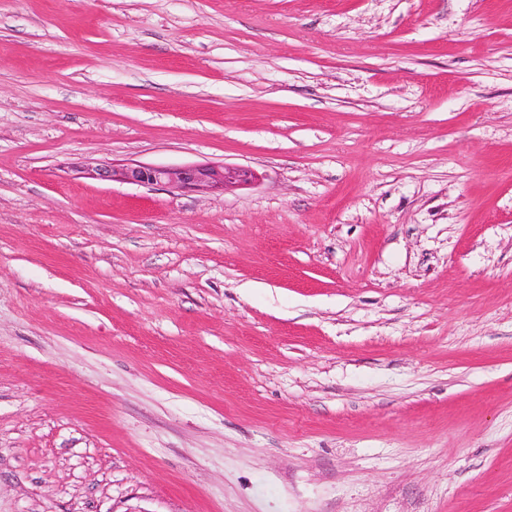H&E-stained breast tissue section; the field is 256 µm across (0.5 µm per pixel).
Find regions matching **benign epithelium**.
<instances>
[{
	"mask_svg": "<svg viewBox=\"0 0 512 512\" xmlns=\"http://www.w3.org/2000/svg\"><path fill=\"white\" fill-rule=\"evenodd\" d=\"M101 180L117 178L126 183L153 185L165 183L177 189H212L228 183L247 184L252 181L251 170L241 167H223L218 170L206 165L160 167L145 163H131L119 169L104 164L96 169Z\"/></svg>",
	"mask_w": 512,
	"mask_h": 512,
	"instance_id": "1",
	"label": "benign epithelium"
}]
</instances>
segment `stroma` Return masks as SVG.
<instances>
[{
    "mask_svg": "<svg viewBox=\"0 0 512 512\" xmlns=\"http://www.w3.org/2000/svg\"><path fill=\"white\" fill-rule=\"evenodd\" d=\"M0 512H512V0H0ZM95 175L101 180L117 178L126 183L153 185L165 183L177 189H212L227 183L247 184L252 181L251 170L241 167H226L222 170L206 165L183 167H160L145 163H131L115 169L112 165H101Z\"/></svg>",
    "mask_w": 512,
    "mask_h": 512,
    "instance_id": "35a3bbf8",
    "label": "stroma"
}]
</instances>
